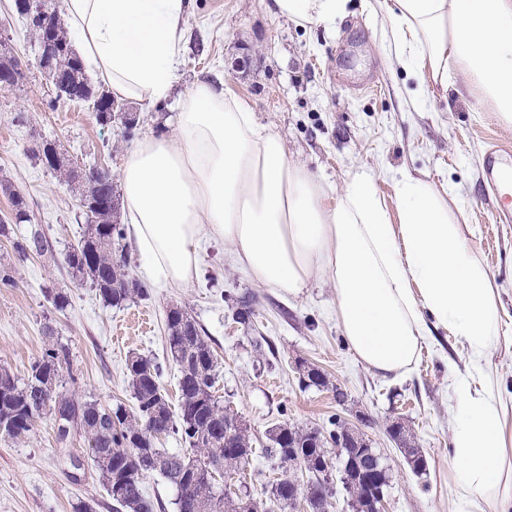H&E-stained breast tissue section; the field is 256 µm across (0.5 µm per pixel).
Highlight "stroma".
Returning a JSON list of instances; mask_svg holds the SVG:
<instances>
[{"label": "stroma", "mask_w": 512, "mask_h": 512, "mask_svg": "<svg viewBox=\"0 0 512 512\" xmlns=\"http://www.w3.org/2000/svg\"><path fill=\"white\" fill-rule=\"evenodd\" d=\"M267 0H188L182 51L172 96L160 103L129 101L139 122L97 123L88 104L59 100L39 65L26 20L14 0H0V41L22 61V85L0 90V181L26 198L33 223L43 225L51 253L19 260L0 237V266L16 269L18 287H0V366L25 377L45 347L52 325L70 351L67 389L105 405L133 409L126 360L131 354L163 364L161 384L170 406L178 404V371L166 359V314L185 309L204 329L218 359L215 387L222 404L237 412L253 439L249 464L230 485L265 486L255 478L267 469L262 450L276 424L324 427L331 416L356 426L390 467L384 512H467L451 468L456 378L467 348L441 329H431L421 354L398 378L373 373L350 349L336 320L335 290L319 279L293 297L255 282L224 244H207L201 275L187 288H153L144 300L121 308L104 306L89 284L74 280L63 263L85 223L75 194L26 152L30 132L56 141L70 158L119 173L128 153L145 136L173 132L177 99L204 80L224 88L253 112L256 123L278 133L295 162L328 191L342 188L346 174L372 172L387 205H394L392 180L400 171L421 175L448 202L491 276L503 312V337L491 354L498 390L512 407V220L500 208L484 177L490 144L512 146V126L485 111L462 83L456 64L448 86H419L388 59L385 0H351L348 15L333 25L302 27L272 15ZM248 56L246 69L232 70ZM65 290L69 305L53 307L48 293ZM256 298L252 327L234 323L236 300ZM152 315L148 334L128 330L137 313ZM263 335L274 352L259 355L251 339ZM319 368L323 388H302L297 367ZM347 394L337 404L335 388ZM401 421L428 461L414 474L387 429ZM76 436L59 442L50 418H41L21 443L0 440V512H73L77 502L112 512L97 474L70 476L69 459L84 456Z\"/></svg>", "instance_id": "obj_1"}]
</instances>
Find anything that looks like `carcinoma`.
Returning <instances> with one entry per match:
<instances>
[{
  "label": "carcinoma",
  "mask_w": 512,
  "mask_h": 512,
  "mask_svg": "<svg viewBox=\"0 0 512 512\" xmlns=\"http://www.w3.org/2000/svg\"><path fill=\"white\" fill-rule=\"evenodd\" d=\"M30 28L37 44L49 36L60 46L54 58L57 96L92 103L96 121L102 125L124 121V105L86 75L61 24L58 0H43V11ZM51 146L47 139L34 138L27 151L41 161ZM46 168L78 193L88 225L94 226V235L82 236L64 254L72 275L88 283L106 307L147 298L148 288L132 279L128 271L112 173L92 166L79 178L59 158ZM0 190L9 194L12 203V223L0 224V237L12 242L22 260L48 253L49 240L41 225L32 223L24 195L9 183L0 185ZM166 325L168 358L180 373L177 409L170 410L160 390L159 364L140 355L129 358L126 365L136 410L130 412L121 404L103 406L68 391L61 370L70 369L69 348L55 339V328L46 325L47 347L23 380L0 366V439L20 441L39 419L59 412L70 429L56 430L57 440L65 443L77 431L87 441V461L112 500L113 512H155L154 503L142 489L143 479L150 473L161 475L177 489V512H294L301 495L309 512H326L333 494L329 448L344 444L350 455L359 456L351 444L352 429L336 417L329 420L328 429L299 428L286 422L277 425L269 430L263 453L281 475L265 491L266 498L229 496L218 479L249 464L253 448L247 428L214 395L217 358L195 319L179 307L171 308ZM390 433L400 442L413 472L425 471L426 457L412 444L404 425H393ZM170 434L181 436L188 447L175 452L158 447L160 437ZM361 465L368 474L347 487L359 499L371 494L368 479L373 460L365 456ZM301 473L309 475L304 490L299 484Z\"/></svg>",
  "instance_id": "obj_1"
}]
</instances>
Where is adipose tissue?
Returning <instances> with one entry per match:
<instances>
[{"instance_id":"obj_1","label":"adipose tissue","mask_w":512,"mask_h":512,"mask_svg":"<svg viewBox=\"0 0 512 512\" xmlns=\"http://www.w3.org/2000/svg\"><path fill=\"white\" fill-rule=\"evenodd\" d=\"M349 0H270L298 25L332 24ZM186 0H63L84 65L119 100L158 103L174 87ZM390 61L414 62L447 87L456 61L488 111L512 124V0H392ZM126 231L145 280L191 286L201 253L223 241L252 278L299 295L319 276L335 290L336 319L357 358L383 377L414 362L430 327L463 341L450 461L472 512H512L504 463L507 411L493 391L488 352L502 334L501 306L470 240L421 177L394 180L389 213L374 175L349 172L335 199L258 126L237 97L207 82L179 101L174 133L145 136L121 170Z\"/></svg>"}]
</instances>
